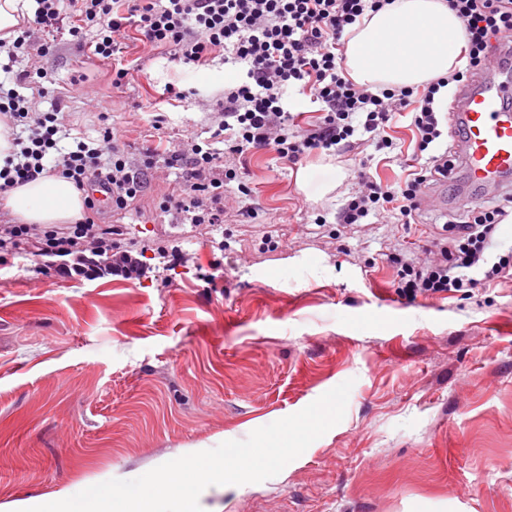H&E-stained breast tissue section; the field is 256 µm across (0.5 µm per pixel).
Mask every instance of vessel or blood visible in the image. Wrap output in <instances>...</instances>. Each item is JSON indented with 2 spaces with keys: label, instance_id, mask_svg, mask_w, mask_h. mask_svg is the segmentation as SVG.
Instances as JSON below:
<instances>
[{
  "label": "vessel or blood",
  "instance_id": "b4317fda",
  "mask_svg": "<svg viewBox=\"0 0 512 512\" xmlns=\"http://www.w3.org/2000/svg\"><path fill=\"white\" fill-rule=\"evenodd\" d=\"M512 68L494 61L455 96L450 116L465 131L460 160L468 182L481 191L512 177Z\"/></svg>",
  "mask_w": 512,
  "mask_h": 512
}]
</instances>
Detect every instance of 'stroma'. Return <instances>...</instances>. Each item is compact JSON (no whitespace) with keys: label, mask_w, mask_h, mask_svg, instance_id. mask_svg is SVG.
<instances>
[{"label":"stroma","mask_w":512,"mask_h":512,"mask_svg":"<svg viewBox=\"0 0 512 512\" xmlns=\"http://www.w3.org/2000/svg\"><path fill=\"white\" fill-rule=\"evenodd\" d=\"M94 38L84 32L78 47L63 35L52 54L18 63L52 77L51 94L21 93L36 112L62 96L63 146L98 137L106 121L134 163L147 143L209 139L206 103L240 65L219 55L193 68L131 37L121 55L129 81L116 88L111 64L88 49ZM172 84L187 97L167 94ZM390 134L389 153L360 135L356 152L296 165L271 150L225 154L253 194L229 185L224 222L208 233L159 208L178 171L152 181L110 218L127 227L123 248L141 254L140 279L64 278L23 252L1 257L0 506L245 439L349 380L340 423L274 477L206 488L204 512H512V280L409 303L388 260L423 255L462 212L464 170L434 186L442 207L411 228L385 216L336 221L357 188L353 155L385 183L413 163L408 118ZM303 171L336 189L300 190Z\"/></svg>","instance_id":"stroma-1"}]
</instances>
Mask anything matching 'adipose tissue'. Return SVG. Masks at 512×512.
<instances>
[{
    "instance_id": "adipose-tissue-1",
    "label": "adipose tissue",
    "mask_w": 512,
    "mask_h": 512,
    "mask_svg": "<svg viewBox=\"0 0 512 512\" xmlns=\"http://www.w3.org/2000/svg\"><path fill=\"white\" fill-rule=\"evenodd\" d=\"M349 32L347 72L372 89L416 87L463 62L464 27L443 0H393L366 13ZM84 198L72 181L43 177L16 186L0 209L18 223L72 224L83 214Z\"/></svg>"
}]
</instances>
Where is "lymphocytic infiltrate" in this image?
Segmentation results:
<instances>
[{"label": "lymphocytic infiltrate", "instance_id": "obj_1", "mask_svg": "<svg viewBox=\"0 0 512 512\" xmlns=\"http://www.w3.org/2000/svg\"><path fill=\"white\" fill-rule=\"evenodd\" d=\"M392 0H37L31 21L24 23L13 43L0 41L11 53L26 52L33 31L56 27L62 17L74 20L69 29L80 37L84 28L96 30L93 54L115 59L129 30L143 43L166 50L172 60L196 67L206 65L218 52L244 65L246 77L229 83L224 95L211 103L214 138L232 131L228 151L242 155L270 149L291 164L325 152L354 149L356 130L374 134L379 149L393 146L386 133L399 115L410 118L415 149L428 153L426 164L394 184L377 182L366 162H358L359 189L342 208L338 221L358 224L368 216L390 215L395 223L410 226L419 199L430 185L448 181L458 164L453 149L437 152L444 130L441 90L462 85L484 69L498 41L512 39V0H446L462 20L466 36L465 68L430 82L423 92L411 88L376 92L348 78L343 66L344 33L365 12L378 11ZM33 71H20L16 86L0 89V119L14 130L16 152L0 167V198L18 185L40 177L59 175L84 190L85 209L73 224H0V254L25 251L33 256L63 257L57 272L64 277L87 275L90 262L108 256L110 273L139 274L143 265L121 249L126 227L103 221L97 199L88 192L92 183L112 194V210L123 213L146 191L158 163L181 168L182 184L164 196L162 211L192 224L224 221V188L236 183L250 195L236 169L225 166L220 150L187 139L166 158L156 149L141 153L132 165L124 145L105 127L98 139L60 144L64 115L60 109L32 111L19 86L34 84ZM298 90L319 102L323 114L309 127L292 131L293 117L283 108L290 91ZM512 216V196L490 207L467 210L464 220L449 221L432 237L435 258L420 263L409 255L397 257L395 292L412 303L450 293L468 294L493 283L512 279V247L491 254L496 234Z\"/></svg>", "mask_w": 512, "mask_h": 512}]
</instances>
